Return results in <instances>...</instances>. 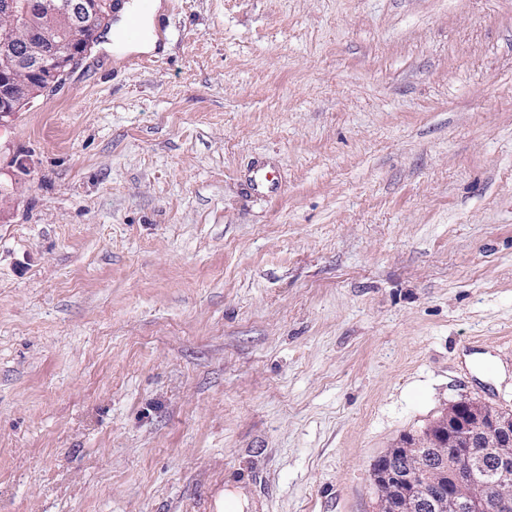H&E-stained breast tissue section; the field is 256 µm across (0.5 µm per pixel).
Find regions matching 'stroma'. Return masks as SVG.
Returning <instances> with one entry per match:
<instances>
[{
    "mask_svg": "<svg viewBox=\"0 0 512 512\" xmlns=\"http://www.w3.org/2000/svg\"><path fill=\"white\" fill-rule=\"evenodd\" d=\"M162 2L0 125V512H374L512 408V0ZM138 13V3L124 4L116 16V24L112 28V34L104 43V48L107 51H115L118 53H138V54H151L157 50V40L152 33L151 18L146 21L147 32L139 40L134 42H124L120 40V35L123 33L128 24V32L134 36L138 30V20L136 17ZM133 17L129 23L128 20ZM112 41V42H111ZM112 43V44H111Z\"/></svg>",
    "mask_w": 512,
    "mask_h": 512,
    "instance_id": "stroma-1",
    "label": "stroma"
}]
</instances>
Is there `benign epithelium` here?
I'll return each instance as SVG.
<instances>
[{
	"instance_id": "benign-epithelium-1",
	"label": "benign epithelium",
	"mask_w": 512,
	"mask_h": 512,
	"mask_svg": "<svg viewBox=\"0 0 512 512\" xmlns=\"http://www.w3.org/2000/svg\"><path fill=\"white\" fill-rule=\"evenodd\" d=\"M113 0H0V121L54 85ZM375 512H512V411L476 399L405 434L372 465Z\"/></svg>"
}]
</instances>
